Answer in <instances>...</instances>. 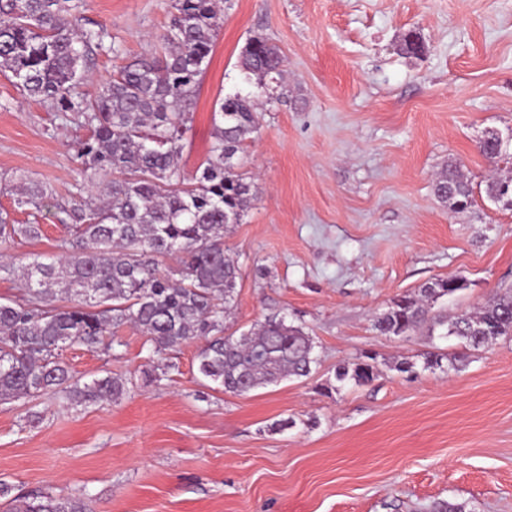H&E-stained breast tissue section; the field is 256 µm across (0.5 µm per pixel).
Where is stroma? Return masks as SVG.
Listing matches in <instances>:
<instances>
[{"instance_id":"1","label":"stroma","mask_w":512,"mask_h":512,"mask_svg":"<svg viewBox=\"0 0 512 512\" xmlns=\"http://www.w3.org/2000/svg\"><path fill=\"white\" fill-rule=\"evenodd\" d=\"M170 0H83L121 57L97 54L86 90L124 61L159 51ZM283 57L279 98L261 104L241 166L256 197L224 245L241 277L227 325L273 313L303 324L318 359L310 376L238 396L198 375V342L154 353L135 328L111 351L74 343L62 360L82 381L125 380L115 400L73 405L64 394L0 404V482L10 497L84 498L91 512H512V339L465 366L428 368L454 339L380 334L390 303L435 278H462L449 315L512 287V211L479 197L454 211L434 194L455 163L475 189L512 177L479 152L486 128L512 134V0H224V22L193 104L181 166L206 155L217 99L253 94L240 71L247 41ZM415 37L421 53L407 51ZM80 129L26 99L0 74V211L23 222L18 179L57 193L73 182ZM0 249L14 263L51 257L67 232ZM380 374L339 383L362 355ZM410 361L412 371L396 368ZM177 363L157 383L152 365Z\"/></svg>"}]
</instances>
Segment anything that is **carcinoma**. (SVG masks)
<instances>
[{"instance_id": "1", "label": "carcinoma", "mask_w": 512, "mask_h": 512, "mask_svg": "<svg viewBox=\"0 0 512 512\" xmlns=\"http://www.w3.org/2000/svg\"><path fill=\"white\" fill-rule=\"evenodd\" d=\"M82 0H0V73L24 94L47 104L65 121L87 130L75 144L78 167L69 199L47 185L17 188L20 203L70 229L60 253L21 267L25 294L0 302V400L62 391L76 403L117 399L125 383L105 376L80 383L60 358L78 342L89 349L125 326L137 328L155 352L175 351L203 340L198 373L226 393L241 395L283 378L311 373L313 339L303 327L273 314L236 336L224 334L240 278L224 248V230L237 224L255 197L240 172L239 154L259 128L255 97L233 95L214 110L212 142L195 174L179 166L200 77L224 19L221 0H171L163 52L119 67L92 93L82 90L87 62L98 51L116 58L107 28L81 23ZM283 59L261 36L250 38L240 67L265 91L281 84ZM484 131L481 154L512 166L507 140ZM436 197L457 211L476 203L472 183L456 164L434 184ZM486 198L512 211V180L491 179ZM42 227L13 224L0 212V243L37 239ZM173 257L178 277L158 268ZM462 281L439 278L403 295L376 317L383 335L408 337L427 328L432 337L457 338L462 363L468 352L512 336V291H497L473 314L432 313ZM377 376L371 357L336 368V380L366 384ZM11 512H87L79 497L15 498Z\"/></svg>"}]
</instances>
